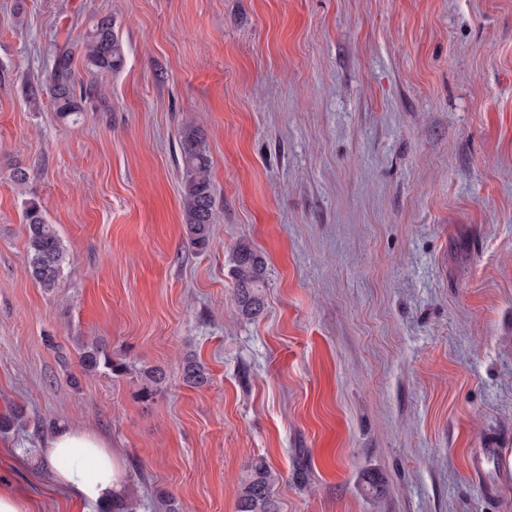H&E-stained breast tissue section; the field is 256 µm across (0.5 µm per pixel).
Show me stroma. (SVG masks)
Returning <instances> with one entry per match:
<instances>
[{
  "label": "stroma",
  "instance_id": "1",
  "mask_svg": "<svg viewBox=\"0 0 512 512\" xmlns=\"http://www.w3.org/2000/svg\"><path fill=\"white\" fill-rule=\"evenodd\" d=\"M111 17L121 72L75 124L53 57ZM211 161L207 251L179 136ZM29 169L16 184L15 167ZM36 200L69 262L26 272ZM264 311L238 312L240 243ZM129 364L82 374L93 341ZM200 361L211 384L179 370ZM166 372L140 396L139 371ZM0 491L88 512L41 460L60 425L118 449L140 512H512V0H0ZM501 449L499 460L482 458ZM183 164L181 197L187 239L198 251L206 250L216 224V196L210 177V157L202 141L190 129L180 136ZM182 378L187 386L195 389L206 387L211 381L208 369L192 357L187 358L182 364ZM277 476L265 460L258 458L241 484L237 512H278L275 505L274 485Z\"/></svg>",
  "mask_w": 512,
  "mask_h": 512
}]
</instances>
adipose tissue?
<instances>
[{"label":"adipose tissue","mask_w":512,"mask_h":512,"mask_svg":"<svg viewBox=\"0 0 512 512\" xmlns=\"http://www.w3.org/2000/svg\"><path fill=\"white\" fill-rule=\"evenodd\" d=\"M43 464L53 472L58 485L92 505L96 512H107L127 495L119 454L87 430L57 428L43 450Z\"/></svg>","instance_id":"obj_1"}]
</instances>
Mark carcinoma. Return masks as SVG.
Instances as JSON below:
<instances>
[{"label": "carcinoma", "mask_w": 512, "mask_h": 512, "mask_svg": "<svg viewBox=\"0 0 512 512\" xmlns=\"http://www.w3.org/2000/svg\"><path fill=\"white\" fill-rule=\"evenodd\" d=\"M83 55L88 73L120 72L125 64V51L115 33L112 19L100 18L83 42ZM47 89L57 117L63 122H76L83 112V103L97 91L92 82L77 76L73 56L69 52L57 54L46 78ZM180 152L183 164L181 197L187 239L198 251L207 249L216 223V196L210 177V157L202 141L190 129L181 133ZM23 219L26 230L28 272L43 288L55 287L68 262V254L59 236L41 207L34 201L25 204ZM234 292L239 311L246 318L258 316L264 307L261 288L265 283V267L260 255L247 243L238 245L234 256ZM79 364L87 374L120 375L127 365L112 358L107 346L93 343L80 351ZM143 380V398L150 399L165 380L160 368L139 371ZM184 383L195 389L210 384L211 376L205 366L189 357L182 364ZM277 476L265 460L258 458L241 484L237 512H278L274 485Z\"/></svg>", "instance_id": "cac0c4a2"}]
</instances>
